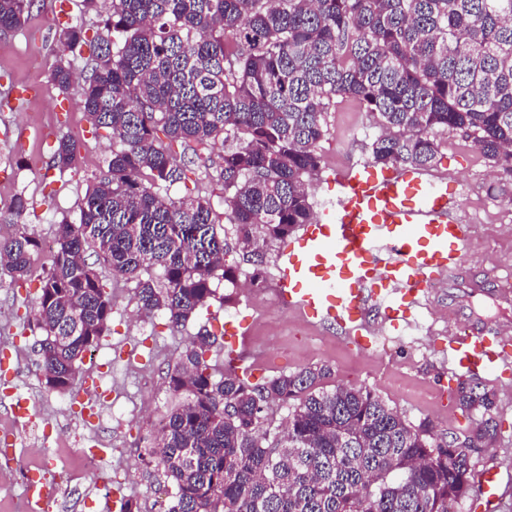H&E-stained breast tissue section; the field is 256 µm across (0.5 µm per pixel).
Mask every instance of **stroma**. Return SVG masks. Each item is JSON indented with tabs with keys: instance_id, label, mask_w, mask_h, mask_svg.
Instances as JSON below:
<instances>
[{
	"instance_id": "1",
	"label": "stroma",
	"mask_w": 512,
	"mask_h": 512,
	"mask_svg": "<svg viewBox=\"0 0 512 512\" xmlns=\"http://www.w3.org/2000/svg\"><path fill=\"white\" fill-rule=\"evenodd\" d=\"M57 0H36L28 21L0 32V234L12 231L8 208L23 196V216L40 246L32 254L34 272L49 267L54 240L62 221L77 222L78 205L89 184L105 175L112 153V133L94 130L76 92L61 94L50 83L55 61L56 30L45 23L54 16ZM330 134L321 144L325 166L312 188L315 205L335 192L337 171L363 160L366 145L377 132L370 117L344 103L327 116ZM51 125L55 137L71 139L78 149L76 170L50 168L54 146L42 128ZM218 150L197 147L195 173L186 183L169 188L170 196L209 200L217 232H224V187L214 162ZM434 174L452 180L464 223L473 225L460 272L437 277L412 309V324L384 326L382 310L371 305L367 321L378 334L373 352L363 353L335 330L305 326L273 301L277 245H268L261 270H253L238 249H230L227 264L237 266L238 285L217 279L216 296L184 326L168 325L163 314L139 315L132 286L114 278L105 265L96 270L111 292L109 329L88 352L75 380L74 395L49 390L41 376L34 345L39 331L30 329L26 313L38 282L18 288L0 268V350L20 361L24 372L0 371V430L21 458L29 445L31 420L13 417L16 394L31 398L32 420L60 425V435L72 447L105 449L101 462L119 502L137 504L139 512H160L165 499L150 486L141 456L157 435L160 416L182 401L168 374L180 352L200 330L214 334L208 357L224 362V327L241 325L239 346L257 356L254 381L326 365L332 370L325 386L363 385L375 390L408 422L431 420L440 434L465 436L473 427L456 398L463 377L448 364V333L463 325L489 335L512 331V199L492 195L496 178L470 140L451 133L443 137ZM495 395L492 416L497 432L471 457L475 469L497 466L512 471V369L479 374ZM39 475L52 486L50 512H105V497L93 481H69L49 460H41Z\"/></svg>"
}]
</instances>
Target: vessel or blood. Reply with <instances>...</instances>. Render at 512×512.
<instances>
[{
  "mask_svg": "<svg viewBox=\"0 0 512 512\" xmlns=\"http://www.w3.org/2000/svg\"><path fill=\"white\" fill-rule=\"evenodd\" d=\"M340 191L317 223L303 225L277 252L276 303L305 325L333 328L367 350L365 313L378 302L391 326L406 321L434 275L455 272L471 239L447 178L366 161L337 174ZM512 358L501 336L460 331L448 339L455 370L480 373ZM485 505L507 492L498 468L474 475Z\"/></svg>",
  "mask_w": 512,
  "mask_h": 512,
  "instance_id": "1",
  "label": "vessel or blood"
}]
</instances>
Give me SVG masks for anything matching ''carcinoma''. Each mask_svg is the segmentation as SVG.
<instances>
[{
  "label": "carcinoma",
  "mask_w": 512,
  "mask_h": 512,
  "mask_svg": "<svg viewBox=\"0 0 512 512\" xmlns=\"http://www.w3.org/2000/svg\"><path fill=\"white\" fill-rule=\"evenodd\" d=\"M34 2L0 0V31L19 28ZM58 42L74 52L85 31L66 24ZM91 45L78 95L94 128L112 131L108 173L88 186L78 223L58 225L28 316L44 384L59 393L112 316L87 253L133 284L142 313L173 327L215 297L216 277L236 282L209 201L160 195L194 174L178 144L224 146V223L256 268L268 243L313 223L327 115L344 101L380 129L368 145L377 167L429 169L455 132L500 190L512 181V0H112ZM50 81L71 90L69 61L55 60ZM77 161L58 139L52 167ZM37 247L21 223L0 238V266L20 287ZM210 346L200 333L179 354L169 387L184 400L141 455L167 492L164 512H451L469 496V449L430 420L408 422L366 386L324 389L327 366L252 384L212 365ZM457 399L483 417L495 407L479 383H459ZM273 405L288 409L286 425Z\"/></svg>",
  "instance_id": "1"
}]
</instances>
